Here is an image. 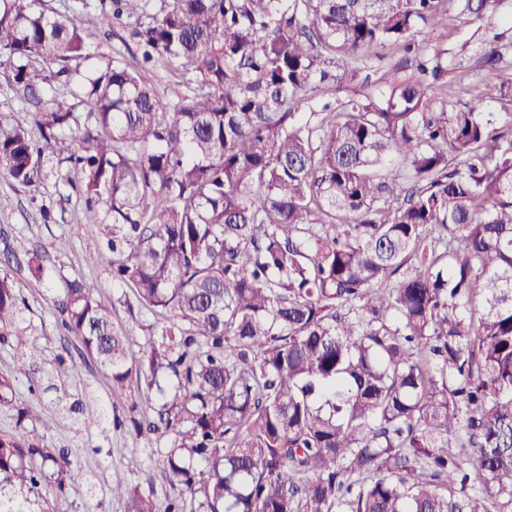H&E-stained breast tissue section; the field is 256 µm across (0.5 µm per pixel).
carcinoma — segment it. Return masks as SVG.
<instances>
[{"instance_id": "obj_1", "label": "carcinoma", "mask_w": 512, "mask_h": 512, "mask_svg": "<svg viewBox=\"0 0 512 512\" xmlns=\"http://www.w3.org/2000/svg\"><path fill=\"white\" fill-rule=\"evenodd\" d=\"M110 0L70 16L0 0V66L40 139L0 113V176L35 193L64 147L112 268L155 318L137 357L77 280L61 323L110 381L145 384L181 497L125 473V512H512V80L448 108L443 53L414 41L448 0ZM479 18L496 0H458ZM131 26L140 57L88 75L86 31ZM395 46L392 78L343 99L349 57ZM157 64L182 92L160 96ZM437 89L441 97L428 92ZM88 108L82 125L68 99ZM404 188L402 200L393 189ZM29 276L47 277L42 256ZM27 303L0 272V345ZM80 470L0 434V512H39Z\"/></svg>"}]
</instances>
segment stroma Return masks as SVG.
Here are the masks:
<instances>
[{"mask_svg":"<svg viewBox=\"0 0 512 512\" xmlns=\"http://www.w3.org/2000/svg\"><path fill=\"white\" fill-rule=\"evenodd\" d=\"M448 8L449 19L444 25L417 34L416 39L429 48L446 50L448 102L462 109L471 103L487 72L482 58L485 46L497 48L500 73L512 79V0H497L494 15L488 20L460 15L458 0H449ZM87 42L96 60L118 53L132 64L138 55L135 42L120 26L90 30ZM401 58V51L391 47L362 57L354 66L355 79L338 88H326L324 95L343 98L385 82ZM57 167L56 159H49L48 176L36 194L0 177V250L11 249L21 259L36 247L47 253L48 281H35L16 266L10 269L29 305L22 334L41 349L46 367L53 364L65 335L54 304L65 280L80 279L95 298L114 304L115 323L131 330L135 345L144 344L154 322L147 311L128 310L127 289L113 281L110 268L85 262L86 252L102 243V229L93 224L78 192L62 185ZM46 197L55 200L53 218L48 222L39 212L40 201ZM75 362L77 367L70 380L37 395L29 389L31 366L16 358L14 348L0 345V373L12 377L15 389L11 402L0 404V434L24 425L30 442L65 451L85 477L84 482L67 484L63 492L49 494L50 512H124L123 504L111 495L112 472L116 469L124 471L141 492L152 495L158 503L182 493L181 485L170 482L163 462L167 434L140 437L113 425L114 418H126L133 411L143 418L152 417V410L142 404L138 388L128 389L123 402L111 406L108 381L97 364L80 356ZM77 402L105 412L104 421L92 430H84L70 411ZM22 409L29 417L21 423L17 414ZM44 415L56 416L53 429L44 430L40 422Z\"/></svg>","mask_w":512,"mask_h":512,"instance_id":"1","label":"stroma"}]
</instances>
